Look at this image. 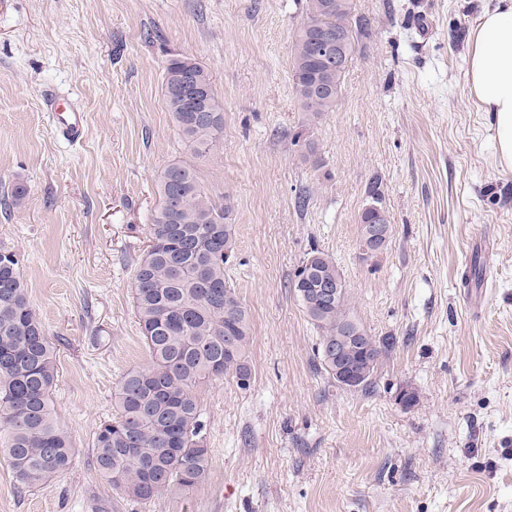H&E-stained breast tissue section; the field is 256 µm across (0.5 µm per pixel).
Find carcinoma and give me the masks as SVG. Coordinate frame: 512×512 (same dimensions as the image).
<instances>
[{
    "mask_svg": "<svg viewBox=\"0 0 512 512\" xmlns=\"http://www.w3.org/2000/svg\"><path fill=\"white\" fill-rule=\"evenodd\" d=\"M354 0H308L307 19L293 44L292 81L302 111L316 118L339 103L346 67L318 65L314 40L340 34L346 56L353 58L357 36ZM321 82L324 91L315 89ZM163 100L181 136L196 158L206 157L224 137V101L211 73L195 58L171 55L165 65ZM179 203H169L172 184ZM159 203L150 213V239L137 262L133 298L149 355L144 368L121 378L114 394L117 414L100 424L93 461L112 490L142 504L160 495L190 490L206 477L210 450L203 444L199 391L209 382L230 377L239 388L250 386L247 348L250 319L227 285L225 270L235 252V229L227 223L229 206L203 186L195 164L166 167L158 179ZM375 213H362L359 225L392 229L380 192L372 186ZM319 275L344 281L332 257L312 249ZM309 281L294 279L292 288L319 331L317 354L328 375L336 363V345L345 324L354 319L348 292L320 308L302 293ZM363 355L350 362L364 372L360 390L374 384V374L394 339L363 333ZM56 347L32 309L19 259L0 250V453L26 488H45L66 473L75 455L69 435L53 414L58 378Z\"/></svg>",
    "mask_w": 512,
    "mask_h": 512,
    "instance_id": "carcinoma-1",
    "label": "carcinoma"
}]
</instances>
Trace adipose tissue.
<instances>
[{
  "label": "adipose tissue",
  "mask_w": 512,
  "mask_h": 512,
  "mask_svg": "<svg viewBox=\"0 0 512 512\" xmlns=\"http://www.w3.org/2000/svg\"><path fill=\"white\" fill-rule=\"evenodd\" d=\"M467 83L493 116L497 162L512 169V0H497L475 21Z\"/></svg>",
  "instance_id": "obj_1"
}]
</instances>
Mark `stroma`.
Returning a JSON list of instances; mask_svg holds the SVG:
<instances>
[{
	"instance_id": "stroma-1",
	"label": "stroma",
	"mask_w": 512,
	"mask_h": 512,
	"mask_svg": "<svg viewBox=\"0 0 512 512\" xmlns=\"http://www.w3.org/2000/svg\"><path fill=\"white\" fill-rule=\"evenodd\" d=\"M494 4L356 0L370 34L336 110L312 120L292 82L307 0H0V197L27 187L0 206V250L16 253L56 346L54 408L76 449L46 488L22 487L0 458V512H512V170L466 82L472 25ZM174 53L206 67L224 101V139L198 167L235 226L225 276L249 314L252 379L204 387L208 475L145 506L112 490L92 448L118 382L148 362L135 264L161 172L191 158L163 103ZM47 89L78 100L82 143L56 135ZM375 181L393 231L363 261ZM313 248L336 261L368 332L396 340L370 391L319 365L291 287ZM476 255L487 280L467 288Z\"/></svg>"
}]
</instances>
